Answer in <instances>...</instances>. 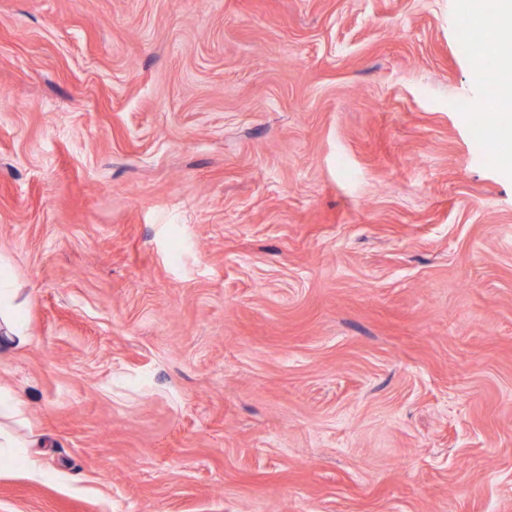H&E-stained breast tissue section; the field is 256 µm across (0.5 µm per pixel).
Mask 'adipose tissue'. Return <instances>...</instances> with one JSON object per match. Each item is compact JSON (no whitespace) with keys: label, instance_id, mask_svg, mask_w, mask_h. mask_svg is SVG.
<instances>
[{"label":"adipose tissue","instance_id":"adipose-tissue-1","mask_svg":"<svg viewBox=\"0 0 512 512\" xmlns=\"http://www.w3.org/2000/svg\"><path fill=\"white\" fill-rule=\"evenodd\" d=\"M25 401L15 391L0 387V462H22L25 471L35 479L43 478V442L38 437L16 435L3 426L4 420L23 417Z\"/></svg>","mask_w":512,"mask_h":512}]
</instances>
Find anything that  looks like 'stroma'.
Returning a JSON list of instances; mask_svg holds the SVG:
<instances>
[{
  "mask_svg": "<svg viewBox=\"0 0 512 512\" xmlns=\"http://www.w3.org/2000/svg\"><path fill=\"white\" fill-rule=\"evenodd\" d=\"M458 0H0V512H512V170ZM472 112H476L474 116V122L479 125L491 124L490 127L492 129H496V139L498 143H502L504 145H511L512 148V125H503L500 122V119L497 118L494 112H478L477 110H473ZM482 113H494L492 115L482 114ZM14 294L12 289L10 288H1L0 289V318H1V328L3 330V338L5 341L0 339V350L2 349H10L14 348L18 345H22L27 342L28 337L25 336L23 328L19 325V323L14 318L15 315V305ZM25 412V401L15 391L0 387V419L19 420ZM44 442L38 437L18 436L0 425V462L20 461L24 470L34 479H42L45 470L42 464Z\"/></svg>",
  "mask_w": 512,
  "mask_h": 512,
  "instance_id": "35a3bbf8",
  "label": "stroma"
}]
</instances>
